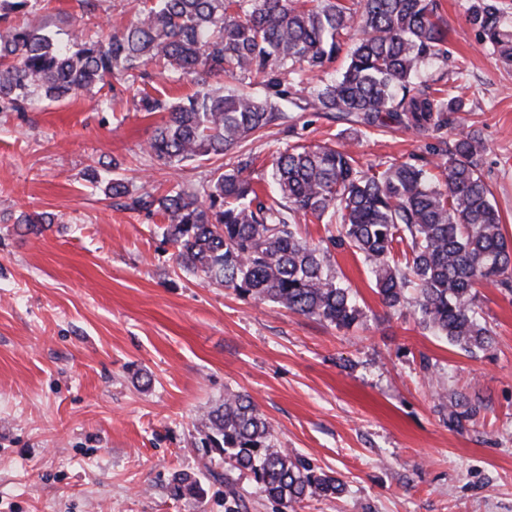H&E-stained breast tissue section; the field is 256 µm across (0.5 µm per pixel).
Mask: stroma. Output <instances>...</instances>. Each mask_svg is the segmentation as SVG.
Wrapping results in <instances>:
<instances>
[{"instance_id": "stroma-1", "label": "stroma", "mask_w": 512, "mask_h": 512, "mask_svg": "<svg viewBox=\"0 0 512 512\" xmlns=\"http://www.w3.org/2000/svg\"><path fill=\"white\" fill-rule=\"evenodd\" d=\"M471 2L438 0L450 56L422 73L466 104L446 127L363 132L332 112H295L247 142L254 181L295 144L355 138L362 164L432 165L473 133L512 240V65L467 22ZM140 7L38 0L36 16L90 40ZM194 88L156 75L103 109L81 96L0 112V512H224V464L203 477L202 498H173L169 483L206 462L203 418L228 389L252 398L282 447L343 481L295 512H512L511 292L479 290L494 345L471 355L412 308H386L362 259L336 248V278L361 310L338 328L202 283L177 265L161 215L90 182L114 169L135 195L202 192L214 161L173 168L149 155L167 115L134 101ZM34 213L54 217L39 234L17 222ZM453 394L479 408L460 429L448 425Z\"/></svg>"}]
</instances>
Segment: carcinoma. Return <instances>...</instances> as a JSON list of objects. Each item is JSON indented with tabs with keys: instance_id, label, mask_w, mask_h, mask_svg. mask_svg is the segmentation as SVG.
Listing matches in <instances>:
<instances>
[{
	"instance_id": "obj_1",
	"label": "carcinoma",
	"mask_w": 512,
	"mask_h": 512,
	"mask_svg": "<svg viewBox=\"0 0 512 512\" xmlns=\"http://www.w3.org/2000/svg\"><path fill=\"white\" fill-rule=\"evenodd\" d=\"M36 0H0V111L25 112L44 101L117 96L128 82L151 77L153 64L171 75L193 76L196 90L169 104L141 96L142 112H167L148 144L167 165L236 151L267 125L287 118L285 108L335 112L365 128L386 122L426 131L462 98L439 96L421 81L423 66L448 59L434 0H144L143 10L108 38L60 39L42 22L13 25ZM499 58L512 62V26L493 0H474L467 12ZM358 34L348 49L344 37ZM346 52L339 74L329 64ZM244 87L224 88V80ZM481 139L455 140L436 163L444 181L411 162L383 170L359 164L343 144L292 145L272 156L278 197L260 196L242 157L218 167L203 197L179 187L157 196H129L124 179H108L106 193L130 197L128 207L158 213L163 237L184 270L244 297L349 328L361 311L350 288L336 280L330 248L360 256L382 303L400 309L416 292L414 314L434 335L469 354L492 348L493 333L475 304L476 288L512 292V244L479 168ZM339 224L337 236L310 244L296 216ZM41 231L45 213L17 219ZM404 244V259L394 256ZM477 408L456 396L448 423L473 419ZM202 447L250 473L279 512L311 498L343 492L336 477L317 472L278 442L275 430L246 393L227 390L207 413ZM176 498L203 494L199 474L173 475ZM245 508L237 483L224 474V512Z\"/></svg>"
}]
</instances>
